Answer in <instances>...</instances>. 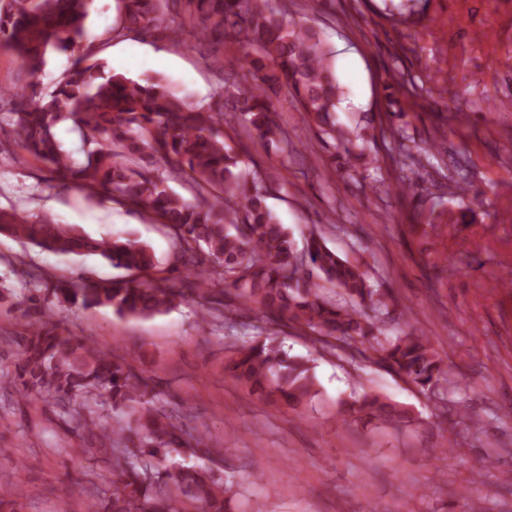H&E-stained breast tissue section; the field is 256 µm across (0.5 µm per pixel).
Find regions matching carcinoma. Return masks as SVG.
<instances>
[{
	"mask_svg": "<svg viewBox=\"0 0 512 512\" xmlns=\"http://www.w3.org/2000/svg\"><path fill=\"white\" fill-rule=\"evenodd\" d=\"M91 0H0V47L10 51L32 80L29 91L8 98L0 111V132L13 133L32 157L50 165L64 181L88 192L104 191L153 214L172 238L170 269L160 266L151 247L137 240L93 238L76 224H61L48 213L0 209V233L44 251L94 255L115 267L158 277L144 282L48 283L21 272L25 290L46 291L58 305L110 307L120 318H150L188 301L170 285L169 274L198 271L219 281L266 322L307 333L316 342L342 347L394 370L423 391L447 374L445 359L429 337L415 330L389 336L383 316L395 298L375 287L360 267L330 250L312 234L306 257L299 256L288 229L267 207L257 183L238 170L226 147L224 113L196 107L161 77L133 80L102 63L84 60L96 53L86 20ZM122 29L159 31L178 37L186 27L199 42L228 41L241 52L245 78L224 89L230 111L258 139L288 145L277 121L280 96L295 101L320 134L343 149L344 165L356 168L363 154L352 150L358 134L336 123L345 97L333 53L320 33L305 24L285 23L264 0H121ZM415 5L388 16L393 26L416 22ZM85 45L84 55L57 89L42 96L33 82L48 50ZM387 106L396 95L417 93L391 76ZM70 120L84 132L83 159H71L54 128ZM147 154L153 169L129 166ZM193 181L209 194L185 201L169 182ZM225 370L236 382L294 410L317 395L310 367L291 357L276 338L240 339ZM16 393L50 407L65 430L88 444L112 469V492L86 504L87 512H228L233 483L224 469L185 464L187 457H211L217 441L184 427L189 403L175 415L158 403L148 380L125 358L95 343L65 336L48 316L29 325L13 369ZM131 409V420L112 424L116 409ZM354 411L384 423L410 419L409 413L377 396H365ZM0 512H20L19 494L0 489Z\"/></svg>",
	"mask_w": 512,
	"mask_h": 512,
	"instance_id": "obj_1",
	"label": "carcinoma"
}]
</instances>
